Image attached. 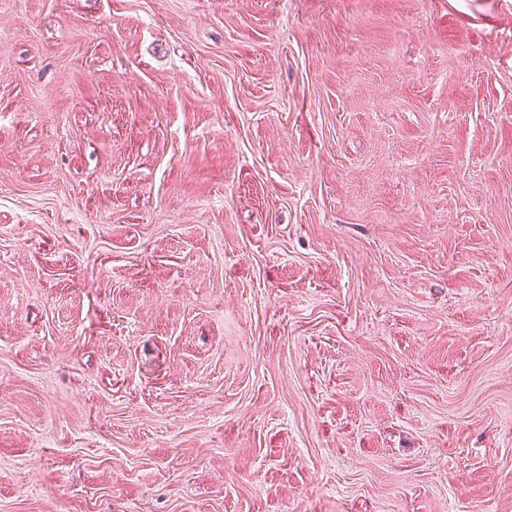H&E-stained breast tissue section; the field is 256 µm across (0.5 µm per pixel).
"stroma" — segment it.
I'll return each instance as SVG.
<instances>
[{
	"label": "stroma",
	"instance_id": "obj_1",
	"mask_svg": "<svg viewBox=\"0 0 512 512\" xmlns=\"http://www.w3.org/2000/svg\"><path fill=\"white\" fill-rule=\"evenodd\" d=\"M0 512H512V0H0Z\"/></svg>",
	"mask_w": 512,
	"mask_h": 512
}]
</instances>
